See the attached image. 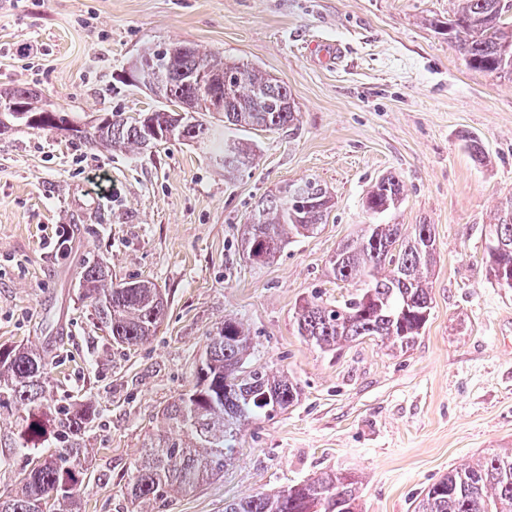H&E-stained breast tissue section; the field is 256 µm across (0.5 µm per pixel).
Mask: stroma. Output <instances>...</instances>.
<instances>
[{"label": "stroma", "instance_id": "35a3bbf8", "mask_svg": "<svg viewBox=\"0 0 512 512\" xmlns=\"http://www.w3.org/2000/svg\"><path fill=\"white\" fill-rule=\"evenodd\" d=\"M457 0H0V87L38 89L82 124L160 106L118 76L145 48L189 41L260 66L298 107L294 130L248 132L253 168L226 176L204 146L89 149L25 127L0 136V345L38 349L56 399L91 398L80 512H136L129 475L161 411L195 382L208 333L241 321L255 364L295 377L298 404L242 425L216 479L172 493L164 512L225 502L330 468L362 480V512H413L425 489L487 450L512 448V288L489 278L485 241L512 195V79L465 66L433 20ZM478 136L476 164L461 141ZM103 175L112 193L92 182ZM404 185L384 224H429L433 309L414 347L352 343L337 355L294 331L304 300L345 296L326 272L369 217L383 176ZM313 176L334 206L312 236L268 263L243 254L244 224L276 187ZM168 299L154 337L116 349L79 294L85 262ZM0 419V490L27 464Z\"/></svg>", "mask_w": 512, "mask_h": 512}]
</instances>
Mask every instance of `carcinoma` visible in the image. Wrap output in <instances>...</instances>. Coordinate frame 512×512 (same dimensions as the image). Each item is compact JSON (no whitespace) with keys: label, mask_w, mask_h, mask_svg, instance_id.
Masks as SVG:
<instances>
[{"label":"carcinoma","mask_w":512,"mask_h":512,"mask_svg":"<svg viewBox=\"0 0 512 512\" xmlns=\"http://www.w3.org/2000/svg\"><path fill=\"white\" fill-rule=\"evenodd\" d=\"M512 0H459L448 23L455 44L472 70L512 77V23L505 21ZM161 75L155 93L164 107L127 117L113 112L91 129L74 128L72 137L93 148L148 151L157 137L202 143L210 159L230 176L251 168L254 144L234 136L239 130L295 127L298 106L288 86L259 67L224 59L220 52L181 41L155 47ZM208 67L224 75L230 109L224 126L214 127L177 109L187 98L205 94L191 81ZM13 109L0 112V135L19 126L59 132L72 123L65 112H49L41 93L24 86L0 89ZM404 188L390 174L368 191L365 212L379 217L397 209ZM332 196L314 177L291 181L260 200L242 234V247L254 264H265L288 244L314 233L326 222ZM502 247L487 248L488 271L512 268V197L501 202L490 229ZM433 226L364 224L356 237L328 259V275L352 286L336 303L314 296L304 302L295 332L322 352L339 353L353 342L378 341L392 351L411 349L431 315L430 277L436 251ZM148 281L136 287L112 281L101 262L83 267L79 288L97 323L112 343L137 346L162 323L167 301ZM251 337L244 325L228 319L208 333L196 367V382L161 412L163 429L144 440V454L125 485L131 502L144 512H161L172 491H186L218 475L233 445L234 430L249 420L270 419L299 401V383L284 373L251 364ZM24 410L18 447L29 450V469L16 487L0 493V512H72L86 468L84 435L100 419L96 406L75 400L53 402L44 355L20 345L0 346V415ZM356 476L329 470L274 493H257L224 504V512H359ZM414 512H512V448L493 451L454 468L428 487Z\"/></svg>","instance_id":"cac0c4a2"}]
</instances>
